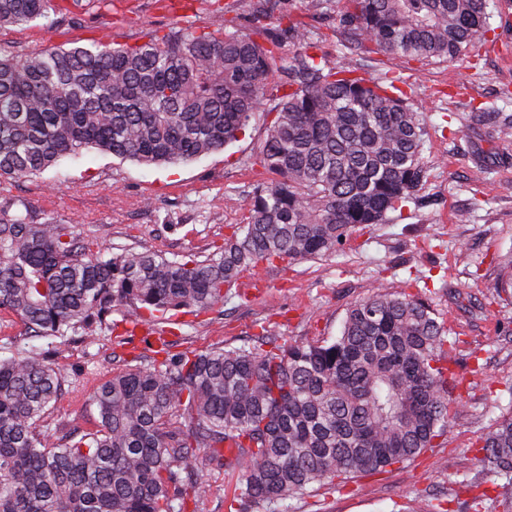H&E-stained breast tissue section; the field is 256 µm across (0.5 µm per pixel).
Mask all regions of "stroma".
<instances>
[{
	"label": "stroma",
	"mask_w": 512,
	"mask_h": 512,
	"mask_svg": "<svg viewBox=\"0 0 512 512\" xmlns=\"http://www.w3.org/2000/svg\"><path fill=\"white\" fill-rule=\"evenodd\" d=\"M340 7L339 0H278L274 13H292L321 34L320 52L333 61L343 50V35L331 33ZM211 18L210 0H172L165 9L155 0H119L111 15L60 22L53 36L34 25L0 29V45L34 54L100 38L117 47L153 29ZM498 34L499 45L483 49L476 66L452 70L354 52L365 76L404 77L424 123L427 178L417 201L390 213L386 223L355 228L328 259L260 267L256 286L232 287L223 307L198 316L169 314L157 324L160 336L139 334L121 345L102 328L93 342L77 335L55 339L63 393L46 420L52 437L97 428L92 394L111 377L115 357L151 356L165 343L175 352L236 346L263 327L279 342L312 344L338 336L350 303L369 296L378 281L396 286L416 278L449 333L461 338L454 370L469 388L451 437L406 467L359 475L343 487H316L270 512H498L495 500L474 503L464 488L480 471L477 436L512 408V299L497 296L512 256V142L493 136L512 118V27ZM449 112L462 134L446 128ZM268 121L256 113L224 150L167 167L92 149L6 186L0 203L54 215L106 257L132 247L203 256L240 219L241 195L259 179L251 162ZM197 470L209 491L195 512H229L236 473L207 464Z\"/></svg>",
	"instance_id": "stroma-1"
}]
</instances>
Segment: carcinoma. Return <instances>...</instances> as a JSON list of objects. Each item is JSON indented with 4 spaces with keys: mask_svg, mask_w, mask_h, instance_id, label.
<instances>
[{
    "mask_svg": "<svg viewBox=\"0 0 512 512\" xmlns=\"http://www.w3.org/2000/svg\"><path fill=\"white\" fill-rule=\"evenodd\" d=\"M491 4L343 0L337 28L367 53L451 68L497 43ZM110 6L0 0V28L51 34L57 15ZM400 82L362 76L345 54L327 61L302 23L273 24L264 10L247 29L202 21L120 47H0L1 186L89 148L146 166L195 160L238 140L269 100L254 164L276 175L243 194L242 223L202 259L134 248L105 259L54 216L0 204V309L37 338L102 325L127 335L171 311L224 304L263 263L332 255L425 182V129ZM118 307L122 319L110 320ZM439 318L422 296L381 284L332 339L280 343L263 327L239 346L135 357L94 391L99 428L59 444L43 430L63 385L48 352L0 357V512H185L206 493L194 472L203 461L236 471L232 502L258 508L404 465L448 438L456 418L460 338ZM479 445L483 482L512 512V415Z\"/></svg>",
    "mask_w": 512,
    "mask_h": 512,
    "instance_id": "carcinoma-1",
    "label": "carcinoma"
}]
</instances>
